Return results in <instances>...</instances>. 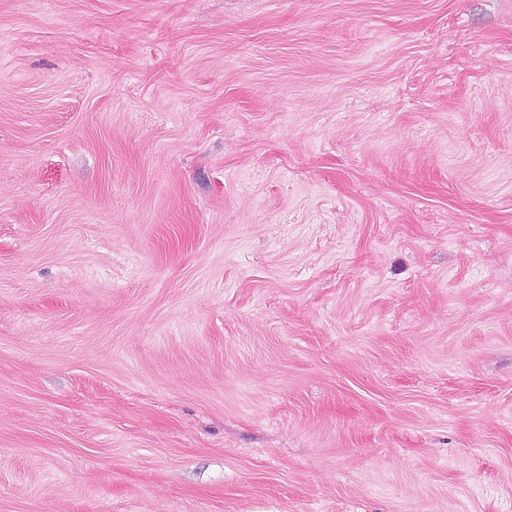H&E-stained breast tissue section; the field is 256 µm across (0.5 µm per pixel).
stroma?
I'll list each match as a JSON object with an SVG mask.
<instances>
[{"mask_svg": "<svg viewBox=\"0 0 512 512\" xmlns=\"http://www.w3.org/2000/svg\"><path fill=\"white\" fill-rule=\"evenodd\" d=\"M0 512H512V0H0Z\"/></svg>", "mask_w": 512, "mask_h": 512, "instance_id": "obj_1", "label": "stroma"}]
</instances>
